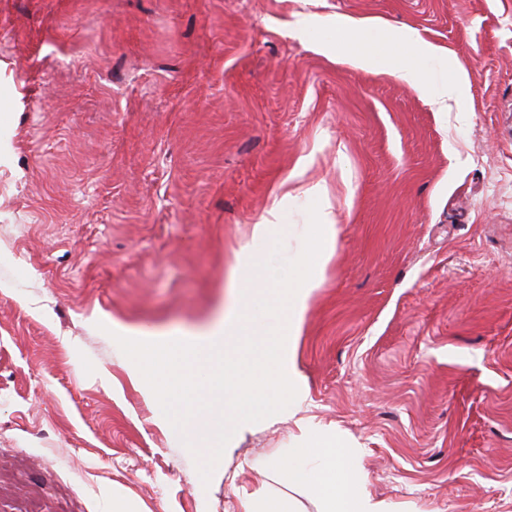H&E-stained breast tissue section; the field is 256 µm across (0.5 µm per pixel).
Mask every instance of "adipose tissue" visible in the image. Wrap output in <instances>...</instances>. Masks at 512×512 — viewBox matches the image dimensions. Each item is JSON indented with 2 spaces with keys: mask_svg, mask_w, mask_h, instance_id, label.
Returning a JSON list of instances; mask_svg holds the SVG:
<instances>
[{
  "mask_svg": "<svg viewBox=\"0 0 512 512\" xmlns=\"http://www.w3.org/2000/svg\"><path fill=\"white\" fill-rule=\"evenodd\" d=\"M349 28L352 36L343 47L325 43L322 51L335 52L340 62L351 67L406 81L439 112L451 109L463 95L466 83L462 76L430 81L425 65L439 57L432 44L404 31L384 32L375 23L353 22ZM297 425L301 433L292 440L287 464L275 457L259 464L270 479L286 472L287 493L274 495L260 489L241 495L238 512H306L308 501L316 512H388L383 501L371 496L366 475L335 437L320 427H309L303 418Z\"/></svg>",
  "mask_w": 512,
  "mask_h": 512,
  "instance_id": "obj_1",
  "label": "adipose tissue"
}]
</instances>
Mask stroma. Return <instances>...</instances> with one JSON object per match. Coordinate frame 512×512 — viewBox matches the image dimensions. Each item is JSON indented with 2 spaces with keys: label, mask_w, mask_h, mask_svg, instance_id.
Listing matches in <instances>:
<instances>
[{
  "label": "stroma",
  "mask_w": 512,
  "mask_h": 512,
  "mask_svg": "<svg viewBox=\"0 0 512 512\" xmlns=\"http://www.w3.org/2000/svg\"><path fill=\"white\" fill-rule=\"evenodd\" d=\"M350 18L447 51L464 97L323 53ZM314 202L310 425L393 512H512V0H0V512H234L294 419L202 482L108 331L207 327L255 225L291 258Z\"/></svg>",
  "instance_id": "35a3bbf8"
}]
</instances>
